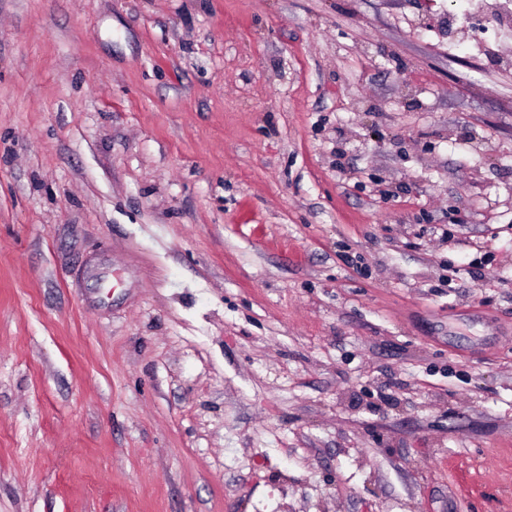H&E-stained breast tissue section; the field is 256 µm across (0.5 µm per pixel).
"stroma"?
Wrapping results in <instances>:
<instances>
[{
	"mask_svg": "<svg viewBox=\"0 0 512 512\" xmlns=\"http://www.w3.org/2000/svg\"><path fill=\"white\" fill-rule=\"evenodd\" d=\"M0 512H512V35L0 0Z\"/></svg>",
	"mask_w": 512,
	"mask_h": 512,
	"instance_id": "1",
	"label": "stroma"
}]
</instances>
